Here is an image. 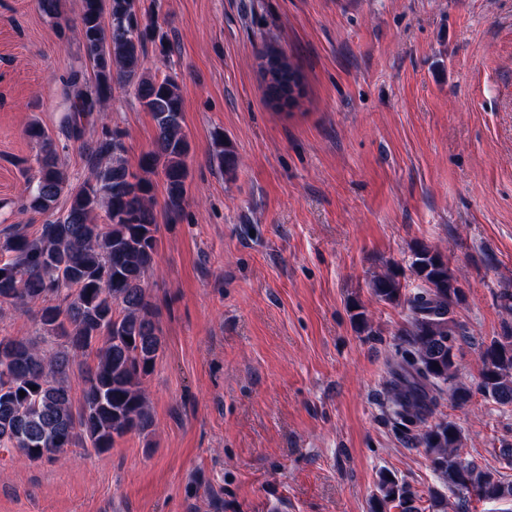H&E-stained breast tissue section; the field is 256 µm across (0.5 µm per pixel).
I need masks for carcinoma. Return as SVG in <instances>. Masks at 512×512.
Returning <instances> with one entry per match:
<instances>
[{
  "instance_id": "obj_1",
  "label": "carcinoma",
  "mask_w": 512,
  "mask_h": 512,
  "mask_svg": "<svg viewBox=\"0 0 512 512\" xmlns=\"http://www.w3.org/2000/svg\"><path fill=\"white\" fill-rule=\"evenodd\" d=\"M78 34L92 74L73 71L68 77L70 113L61 122L65 138L82 140V119L105 106L118 81L133 88L150 112L157 139L134 171L124 157L123 134L104 132L91 153V180L73 190L58 164L53 137L38 123L26 128L41 144L30 208L45 214L63 193L69 195L65 213L42 225L38 237L16 233L0 240V308L25 309L61 298L41 307L38 318L45 336L66 340L65 350L0 338V448H13L30 462L55 460L80 442L103 452L115 439L152 427L146 378L162 340L145 287L156 264L159 231L150 175L161 173L172 213L185 202L189 177L191 146L183 130L181 89L172 76L159 79L144 72L145 40L154 28L141 23L135 0H82ZM260 59L271 73L269 104L293 103L302 87L299 71L275 50L264 51ZM215 158L225 173L236 171L238 158L221 140ZM100 210L103 224L97 223ZM411 269L420 285L406 300L407 326L390 361L387 414L424 448L433 472L456 495L460 512L471 495L512 502L511 481L463 456L454 422L428 423L444 398L464 406L477 392L512 406V329L505 328L481 350L483 367L475 386L462 383L457 354L466 336L453 317L465 298L460 279L444 256L424 243L412 246ZM371 293L380 301L400 302L398 272L376 276ZM89 352L97 363L82 375L83 404L75 411L69 367ZM377 488L374 508L392 503L400 512H421L419 495L397 476L380 473Z\"/></svg>"
}]
</instances>
